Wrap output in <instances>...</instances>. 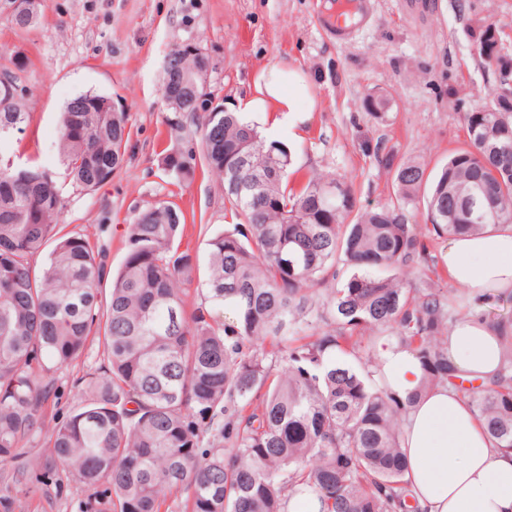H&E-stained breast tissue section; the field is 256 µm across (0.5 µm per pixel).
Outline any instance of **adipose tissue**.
I'll return each mask as SVG.
<instances>
[{
  "label": "adipose tissue",
  "mask_w": 512,
  "mask_h": 512,
  "mask_svg": "<svg viewBox=\"0 0 512 512\" xmlns=\"http://www.w3.org/2000/svg\"><path fill=\"white\" fill-rule=\"evenodd\" d=\"M310 89L288 61L263 68L241 106L262 136L297 111ZM442 263L454 282L475 297L512 294V225L450 238ZM376 380L398 400L424 395L401 428L406 478L423 512H512V451L495 448L462 394L448 385L425 387L417 355L395 339L374 343ZM448 360L460 381L479 385L500 371L504 351L498 330L475 316L448 333Z\"/></svg>",
  "instance_id": "ef3b65f1"
}]
</instances>
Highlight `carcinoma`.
<instances>
[{"instance_id":"obj_1","label":"carcinoma","mask_w":512,"mask_h":512,"mask_svg":"<svg viewBox=\"0 0 512 512\" xmlns=\"http://www.w3.org/2000/svg\"><path fill=\"white\" fill-rule=\"evenodd\" d=\"M501 27L477 19L470 46L498 84L512 81ZM171 72L187 78L180 100L201 136L203 165L224 182L233 223L209 240L205 302L187 310L186 286L199 273L181 248L187 216L157 202L128 227L126 253L98 300L104 267L89 235L61 233L64 207L53 172L0 154V461L22 457L42 430L52 369L100 335L109 367L84 380L80 406L50 435V464L110 501L89 512H161L187 494L185 512H288L309 490L320 512H420L404 479V403L365 368L330 358L364 331L395 334L420 359L429 385H455L441 342L454 316L450 298L409 274L435 262L425 240L512 224V97L490 91L463 116L467 147L431 175L389 150L373 154L391 174L393 197L356 207L350 186L312 174L290 184L288 144L261 137L237 112H214L199 63L182 48ZM106 94L86 92L61 113L58 151L72 183L94 191L112 181L129 147L124 112H101ZM395 100L368 95L382 120ZM29 114L0 81V142L25 130ZM169 173L191 182L196 155L166 157ZM424 203L426 222L410 219ZM52 246L41 268L32 259ZM237 312L219 321L215 308ZM512 349V316L490 319ZM457 386V385H455ZM497 448L512 449V354L486 385L457 386Z\"/></svg>"}]
</instances>
